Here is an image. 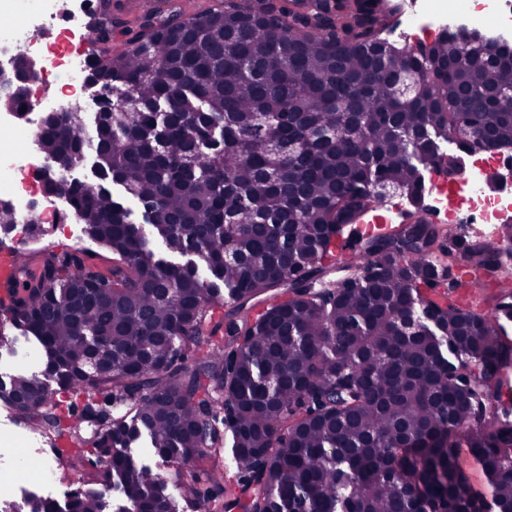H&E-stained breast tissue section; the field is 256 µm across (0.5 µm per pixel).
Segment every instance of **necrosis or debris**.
Here are the masks:
<instances>
[{
	"mask_svg": "<svg viewBox=\"0 0 512 512\" xmlns=\"http://www.w3.org/2000/svg\"><path fill=\"white\" fill-rule=\"evenodd\" d=\"M85 0H0V19L10 23L15 37L27 42L26 56L34 63L27 82V99L52 88L45 114L7 108L0 111V200L9 204L19 224L54 221L57 195L48 193L51 171L37 156V134L46 114L70 111L85 94L89 55L85 49ZM416 27L435 30L449 24L466 30L512 32V0H413ZM502 150L485 149L440 181V201L466 213L471 224H494L512 209V197L478 188L473 172L498 166Z\"/></svg>",
	"mask_w": 512,
	"mask_h": 512,
	"instance_id": "1",
	"label": "necrosis or debris"
}]
</instances>
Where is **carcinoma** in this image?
<instances>
[{"label": "carcinoma", "instance_id": "1", "mask_svg": "<svg viewBox=\"0 0 512 512\" xmlns=\"http://www.w3.org/2000/svg\"><path fill=\"white\" fill-rule=\"evenodd\" d=\"M402 9L229 0L129 21L101 0L91 77L112 103L91 139L78 110L48 118L40 148L66 168L93 148L168 251L197 255L209 277L156 257L106 188H62L113 261L28 257L12 321L38 341L44 375L10 377L0 401L53 442L68 431L78 447L56 449L60 468L86 481L63 506L28 497L26 512H102L100 479L124 495L116 512H180V499L204 512H512V340L432 298L445 279L435 225H359L383 188L424 209L426 170L453 158L441 144L472 152L461 125L485 148L512 146V112L489 111L512 88V42L488 57L444 26L415 52L389 39ZM25 94L15 81L0 104ZM350 240L368 281L328 278ZM445 248L463 275L504 263L470 234ZM496 283L512 317V280ZM143 435L190 465L177 493L130 456ZM463 447L489 505L459 470Z\"/></svg>", "mask_w": 512, "mask_h": 512}]
</instances>
